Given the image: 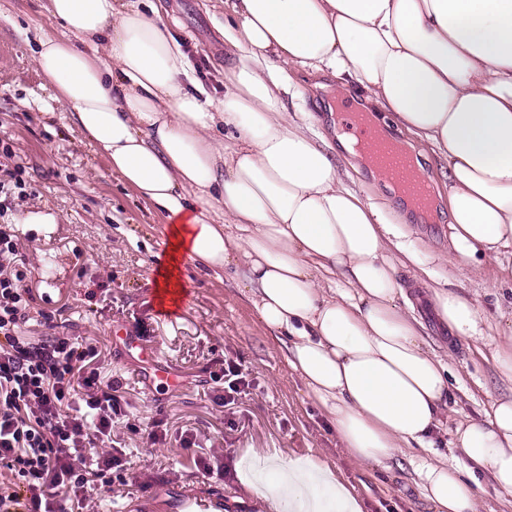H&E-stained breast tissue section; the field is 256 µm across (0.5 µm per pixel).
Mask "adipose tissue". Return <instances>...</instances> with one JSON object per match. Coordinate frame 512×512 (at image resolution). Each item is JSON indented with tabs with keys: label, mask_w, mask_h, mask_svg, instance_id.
<instances>
[{
	"label": "adipose tissue",
	"mask_w": 512,
	"mask_h": 512,
	"mask_svg": "<svg viewBox=\"0 0 512 512\" xmlns=\"http://www.w3.org/2000/svg\"><path fill=\"white\" fill-rule=\"evenodd\" d=\"M220 34L238 58L213 103L180 80L183 54L158 7L46 0L63 35L37 37L33 60L80 136L163 216L173 261L238 268L263 327L323 406L336 441L389 469L426 447L448 407L449 366L430 348L398 277L414 259L380 206L348 187L278 94L292 69L335 77L337 98L430 145L448 183L451 248L477 256L512 247V0H224ZM229 138H222V130ZM450 340L488 341L512 381V325L489 336L474 302L429 289ZM447 457L415 473L430 512H475L478 496L512 503V397L484 421L449 432ZM274 484L244 478L274 512H318L333 485L341 512H363L352 486L312 459L273 456Z\"/></svg>",
	"instance_id": "ef3b65f1"
}]
</instances>
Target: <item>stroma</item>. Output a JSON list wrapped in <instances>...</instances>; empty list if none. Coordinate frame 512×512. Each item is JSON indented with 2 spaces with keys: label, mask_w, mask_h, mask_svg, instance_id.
Here are the masks:
<instances>
[{
  "label": "stroma",
  "mask_w": 512,
  "mask_h": 512,
  "mask_svg": "<svg viewBox=\"0 0 512 512\" xmlns=\"http://www.w3.org/2000/svg\"><path fill=\"white\" fill-rule=\"evenodd\" d=\"M162 3L178 21L171 33L186 56L183 84L221 100L224 67L232 62L219 34L222 0ZM57 29L42 0H0V180L23 187L4 221L13 226L26 258L23 285L31 289L35 309L48 314L64 309L60 335L94 346L102 377L118 386L122 411L112 424V446L131 457L138 485L91 489V512H184L190 502L197 512H268L241 482L249 469L265 482L275 480L264 458H251L255 448L326 463L362 498L364 512H427L414 468L434 452H447L445 438H437L431 449L404 450L387 470L338 447L323 408L288 366L284 346L258 323L232 273L214 274L183 261L184 300L162 310L156 293V280L168 262L162 217L81 141L69 113L51 100L36 70V33ZM294 78L301 93H283L286 109L318 117L316 134L334 141L325 93L334 78L302 70ZM389 133L408 143L436 199L425 217L407 211L398 198L390 200L392 216L404 217L407 224L404 244L434 257L423 269L411 262L400 266V280L413 282L429 270L428 287L467 295L487 327L511 321L512 248L483 259L477 276L441 263L448 252L449 219L440 162L408 134L394 127ZM416 314L431 348L451 356L446 428L482 420L492 401L512 395V383L497 376L485 342L445 345L434 314L423 305ZM127 335L153 348L158 361L171 368L174 382L144 386L143 364L129 353L123 341ZM225 361L239 365L248 386L234 403L220 406L213 398L223 394L224 384L212 374ZM157 414L165 420L167 436L150 445L143 432ZM187 433L195 439L190 451L181 446ZM195 454L218 458L223 475L198 471L191 462Z\"/></svg>",
  "instance_id": "35a3bbf8"
}]
</instances>
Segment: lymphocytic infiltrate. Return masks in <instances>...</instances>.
Instances as JSON below:
<instances>
[{
  "label": "lymphocytic infiltrate",
  "instance_id": "lymphocytic-infiltrate-1",
  "mask_svg": "<svg viewBox=\"0 0 512 512\" xmlns=\"http://www.w3.org/2000/svg\"><path fill=\"white\" fill-rule=\"evenodd\" d=\"M25 262L1 224L0 469L15 486L0 493V512H90L89 488L127 469L112 453L120 401L91 348L56 335L52 318L43 339L19 336L34 301L22 285Z\"/></svg>",
  "mask_w": 512,
  "mask_h": 512
}]
</instances>
